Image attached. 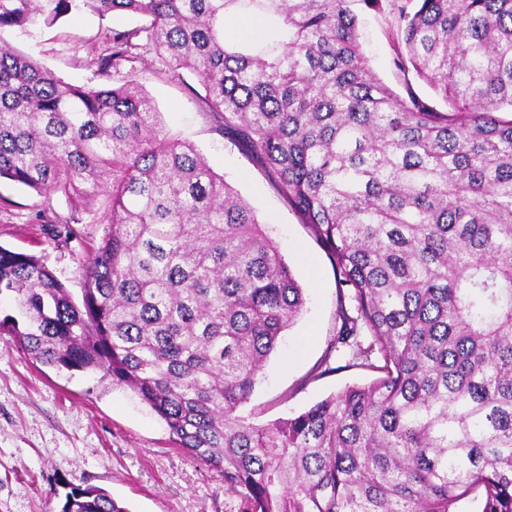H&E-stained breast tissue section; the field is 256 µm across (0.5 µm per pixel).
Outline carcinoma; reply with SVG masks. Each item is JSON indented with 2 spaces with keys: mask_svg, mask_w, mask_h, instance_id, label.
<instances>
[{
  "mask_svg": "<svg viewBox=\"0 0 512 512\" xmlns=\"http://www.w3.org/2000/svg\"><path fill=\"white\" fill-rule=\"evenodd\" d=\"M355 0H0V30L89 11L109 79L153 53L194 73L332 258L341 327L377 373L267 426L238 414L304 290L253 208L171 138L138 82L75 86L0 43V180L66 200L57 244L97 222L82 302L45 260L0 246V316L31 357L103 370L224 477L241 512H512V0H406L396 95L361 48ZM415 7L408 8V4ZM260 16L259 40L230 17ZM61 512H129L94 487Z\"/></svg>",
  "mask_w": 512,
  "mask_h": 512,
  "instance_id": "obj_1",
  "label": "carcinoma"
}]
</instances>
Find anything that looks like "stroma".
I'll return each instance as SVG.
<instances>
[{"label": "stroma", "mask_w": 512, "mask_h": 512, "mask_svg": "<svg viewBox=\"0 0 512 512\" xmlns=\"http://www.w3.org/2000/svg\"><path fill=\"white\" fill-rule=\"evenodd\" d=\"M392 0L382 9L355 0L359 38L376 76L400 96L413 93L434 104L424 82L405 78L397 65L391 34ZM124 15L104 18L74 14L55 25L0 30V39L75 85L104 84L93 60L105 35L135 26ZM138 81L172 138L194 144L211 166L255 210L276 242L306 304L284 331L261 381L240 409L248 422L265 426L299 414L345 386L372 380V372L347 364L345 352H330L341 325L336 271L326 250L271 185L264 169L234 135L220 133L205 108L198 78L166 68L148 55L137 63ZM53 203L61 215L69 206L21 185L0 182V246L42 257L81 300L79 259L108 230L83 224L81 240L56 246L35 214ZM329 359L334 373L317 367ZM105 490L129 512H239L237 495L225 491L220 472L187 458L166 423L137 395L105 372L67 371L36 362L8 335H0V512H60L74 487Z\"/></svg>", "instance_id": "stroma-1"}]
</instances>
